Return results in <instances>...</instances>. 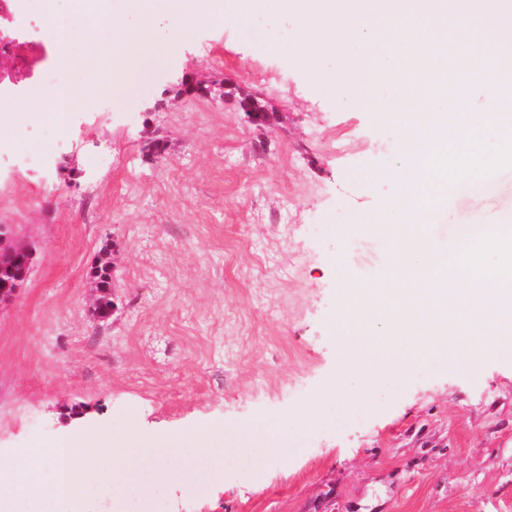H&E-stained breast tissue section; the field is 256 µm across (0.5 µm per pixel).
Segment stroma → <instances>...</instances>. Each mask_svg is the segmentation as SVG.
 Returning <instances> with one entry per match:
<instances>
[{
    "instance_id": "1",
    "label": "stroma",
    "mask_w": 512,
    "mask_h": 512,
    "mask_svg": "<svg viewBox=\"0 0 512 512\" xmlns=\"http://www.w3.org/2000/svg\"><path fill=\"white\" fill-rule=\"evenodd\" d=\"M365 53L306 58L292 19L256 0L244 27L198 24L124 101L86 94L65 137L17 120L0 153V227L35 257L0 306V464L78 430L119 445L135 429L214 422L207 445L222 449L257 424L289 430L276 455L225 459L204 489L166 487L165 512H512L511 361L477 377L384 375L364 398L328 389L342 274L370 285L392 262L368 227L390 220L408 122L337 90L333 76ZM186 73L212 100L177 99ZM242 91L272 126L246 122ZM511 215L512 178L452 184L433 234ZM107 254L117 310L98 322L92 274Z\"/></svg>"
}]
</instances>
